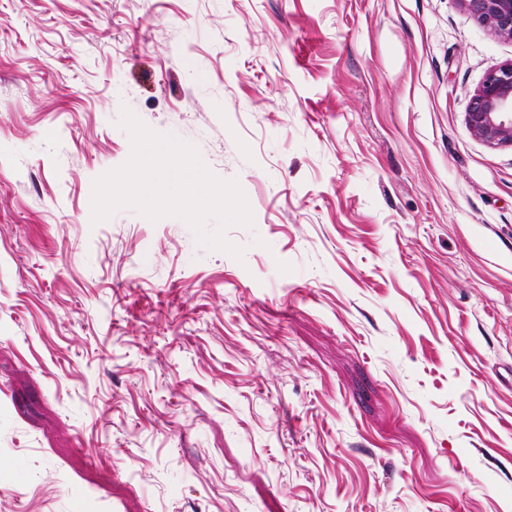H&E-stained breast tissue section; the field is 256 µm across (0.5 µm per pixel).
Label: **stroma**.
Listing matches in <instances>:
<instances>
[{"mask_svg": "<svg viewBox=\"0 0 512 512\" xmlns=\"http://www.w3.org/2000/svg\"><path fill=\"white\" fill-rule=\"evenodd\" d=\"M509 60L460 0H0V512H512ZM125 107L243 261L92 224ZM470 132L489 146H512V60L489 70L465 115Z\"/></svg>", "mask_w": 512, "mask_h": 512, "instance_id": "1", "label": "stroma"}]
</instances>
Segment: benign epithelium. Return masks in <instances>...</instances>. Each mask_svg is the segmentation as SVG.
<instances>
[{
	"label": "benign epithelium",
	"instance_id": "1",
	"mask_svg": "<svg viewBox=\"0 0 512 512\" xmlns=\"http://www.w3.org/2000/svg\"><path fill=\"white\" fill-rule=\"evenodd\" d=\"M482 26L512 40V0H460ZM470 132L489 146H512V60L489 70L465 115Z\"/></svg>",
	"mask_w": 512,
	"mask_h": 512
}]
</instances>
